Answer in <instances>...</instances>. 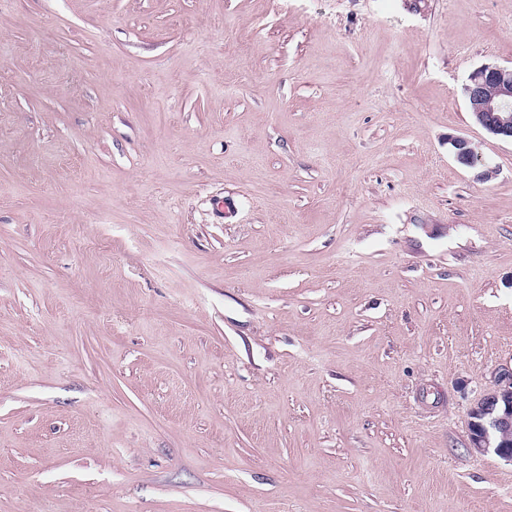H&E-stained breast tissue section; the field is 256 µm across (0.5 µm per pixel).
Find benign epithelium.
<instances>
[{"instance_id":"7a95c632","label":"benign epithelium","mask_w":512,"mask_h":512,"mask_svg":"<svg viewBox=\"0 0 512 512\" xmlns=\"http://www.w3.org/2000/svg\"><path fill=\"white\" fill-rule=\"evenodd\" d=\"M471 120L488 133L512 141V66L482 65L464 85ZM456 161L473 167L480 160L472 142L448 138ZM469 447L478 453L492 452L512 462V366L499 370L494 387L470 409Z\"/></svg>"}]
</instances>
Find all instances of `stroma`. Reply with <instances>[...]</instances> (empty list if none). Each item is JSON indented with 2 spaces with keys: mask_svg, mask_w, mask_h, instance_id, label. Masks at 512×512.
<instances>
[{
  "mask_svg": "<svg viewBox=\"0 0 512 512\" xmlns=\"http://www.w3.org/2000/svg\"><path fill=\"white\" fill-rule=\"evenodd\" d=\"M484 64L512 0H0V512H512ZM448 145L456 161L464 166L473 167L481 159L472 146V142L463 137H449ZM469 448L512 462V366L501 368L494 387L470 409Z\"/></svg>",
  "mask_w": 512,
  "mask_h": 512,
  "instance_id": "stroma-1",
  "label": "stroma"
}]
</instances>
